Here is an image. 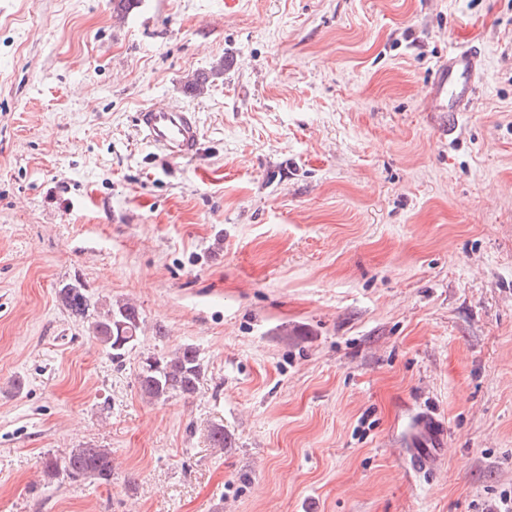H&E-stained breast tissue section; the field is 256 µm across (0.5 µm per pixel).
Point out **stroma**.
Segmentation results:
<instances>
[{"label":"stroma","mask_w":512,"mask_h":512,"mask_svg":"<svg viewBox=\"0 0 512 512\" xmlns=\"http://www.w3.org/2000/svg\"><path fill=\"white\" fill-rule=\"evenodd\" d=\"M453 44L485 77L442 135L425 87ZM162 102L196 110V158L142 141ZM75 278L140 310L123 365L58 301ZM185 344L199 391L142 397L143 360ZM425 408L445 450L413 476ZM82 444L111 484L44 485ZM510 495L512 0H0V512ZM446 426L431 412L413 414L407 430V460L417 473L435 469L441 459Z\"/></svg>","instance_id":"obj_1"}]
</instances>
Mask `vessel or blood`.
Returning <instances> with one entry per match:
<instances>
[{
  "mask_svg": "<svg viewBox=\"0 0 512 512\" xmlns=\"http://www.w3.org/2000/svg\"><path fill=\"white\" fill-rule=\"evenodd\" d=\"M484 69L479 50L461 49L449 53L432 71L426 95L428 109L447 126L452 112L470 111L477 82ZM136 125L153 149L170 160L195 157L200 145V125L194 112L176 105H150L136 114ZM446 426L433 413L413 414L407 430V460L412 470L435 469L444 446Z\"/></svg>",
  "mask_w": 512,
  "mask_h": 512,
  "instance_id": "b4317fda",
  "label": "vessel or blood"
}]
</instances>
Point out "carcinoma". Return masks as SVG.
Here are the masks:
<instances>
[{
  "instance_id": "carcinoma-1",
  "label": "carcinoma",
  "mask_w": 512,
  "mask_h": 512,
  "mask_svg": "<svg viewBox=\"0 0 512 512\" xmlns=\"http://www.w3.org/2000/svg\"><path fill=\"white\" fill-rule=\"evenodd\" d=\"M61 305L80 320L95 311L91 322L93 337L104 347L112 362L121 366L136 346L144 320L139 309L126 302L91 307L85 286L78 280L57 289ZM203 377L200 354L196 347L183 345L170 354L146 358L138 375L141 394L152 402L173 396L191 397L197 393ZM43 481L70 483L112 482V449L92 445L68 449L63 455H50L44 462Z\"/></svg>"
}]
</instances>
